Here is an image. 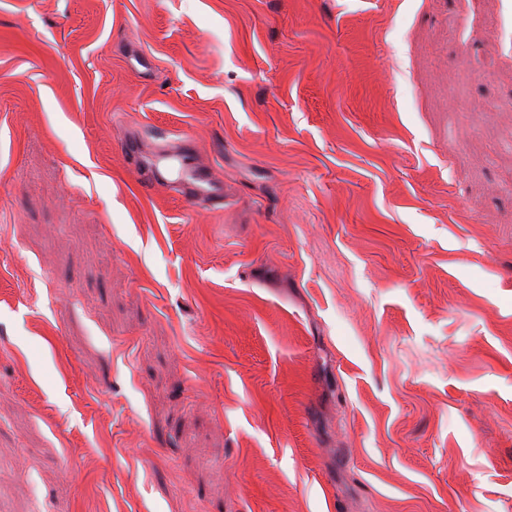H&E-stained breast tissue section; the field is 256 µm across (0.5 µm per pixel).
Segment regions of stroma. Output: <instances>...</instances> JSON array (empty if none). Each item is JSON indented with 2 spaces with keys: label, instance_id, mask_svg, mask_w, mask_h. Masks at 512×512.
<instances>
[{
  "label": "stroma",
  "instance_id": "1",
  "mask_svg": "<svg viewBox=\"0 0 512 512\" xmlns=\"http://www.w3.org/2000/svg\"><path fill=\"white\" fill-rule=\"evenodd\" d=\"M162 137L223 207L141 184ZM35 507L512 512V0H0Z\"/></svg>",
  "mask_w": 512,
  "mask_h": 512
}]
</instances>
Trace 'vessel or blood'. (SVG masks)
Listing matches in <instances>:
<instances>
[{
  "label": "vessel or blood",
  "instance_id": "vessel-or-blood-1",
  "mask_svg": "<svg viewBox=\"0 0 512 512\" xmlns=\"http://www.w3.org/2000/svg\"><path fill=\"white\" fill-rule=\"evenodd\" d=\"M124 153L136 163L141 181L150 188L173 189L191 206L220 208L224 205V183L197 160L192 139L166 144L150 157H142L140 145L130 140Z\"/></svg>",
  "mask_w": 512,
  "mask_h": 512
}]
</instances>
